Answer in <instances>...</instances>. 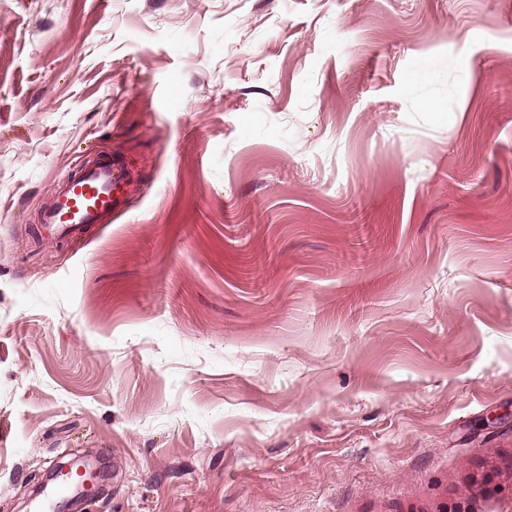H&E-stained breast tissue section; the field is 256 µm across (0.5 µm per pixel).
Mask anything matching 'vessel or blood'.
Listing matches in <instances>:
<instances>
[{
	"instance_id": "b4317fda",
	"label": "vessel or blood",
	"mask_w": 512,
	"mask_h": 512,
	"mask_svg": "<svg viewBox=\"0 0 512 512\" xmlns=\"http://www.w3.org/2000/svg\"><path fill=\"white\" fill-rule=\"evenodd\" d=\"M136 182L133 167L117 156L81 165L58 178L41 221L57 227L65 236L81 232L86 225L104 223L124 205Z\"/></svg>"
}]
</instances>
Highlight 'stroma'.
Masks as SVG:
<instances>
[{"label":"stroma","mask_w":512,"mask_h":512,"mask_svg":"<svg viewBox=\"0 0 512 512\" xmlns=\"http://www.w3.org/2000/svg\"><path fill=\"white\" fill-rule=\"evenodd\" d=\"M70 460L81 512H512V0H0V512ZM136 182L133 167L121 157L83 164L58 178L41 221L56 226L65 236L80 233L88 224H103L124 205Z\"/></svg>","instance_id":"stroma-1"}]
</instances>
